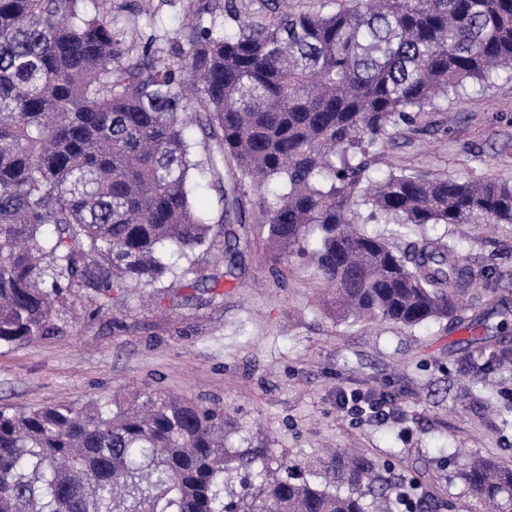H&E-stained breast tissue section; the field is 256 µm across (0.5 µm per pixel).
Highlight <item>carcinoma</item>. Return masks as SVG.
<instances>
[{"label": "carcinoma", "mask_w": 512, "mask_h": 512, "mask_svg": "<svg viewBox=\"0 0 512 512\" xmlns=\"http://www.w3.org/2000/svg\"><path fill=\"white\" fill-rule=\"evenodd\" d=\"M176 43L112 28V0H0V347L62 331L77 283L103 302L213 253L241 194L288 263L354 322L447 320L485 341L459 299L484 272L458 243L402 249L365 224H512V182L415 168L373 176L382 148L438 98L512 78V0H352L336 12L241 18L185 0ZM237 178L224 187V161ZM214 177L199 209L190 171ZM224 409L140 391L0 409V512H388L360 454L334 457L345 492L299 463L254 491L226 474L263 451L227 447ZM490 512H512V466L460 470Z\"/></svg>", "instance_id": "carcinoma-1"}]
</instances>
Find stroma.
<instances>
[{
    "mask_svg": "<svg viewBox=\"0 0 512 512\" xmlns=\"http://www.w3.org/2000/svg\"><path fill=\"white\" fill-rule=\"evenodd\" d=\"M112 0L116 27L176 36L186 17L180 0ZM389 161L452 178L512 176V79L467 86L427 107L417 136L397 135ZM259 198H241L244 223H231L225 256L236 275L219 287H183L171 277L154 288H131L101 303L74 287L58 316L61 333L0 348V407L106 402L115 390L148 388L194 400L218 399L236 448L333 474L327 448H356L382 476L388 495L420 485L430 512H487L459 472L470 457L512 466V224L479 222L411 228L459 243L463 264L493 271L489 289L465 299L469 318L485 326L486 342L466 341L446 322L414 328L337 318L310 266L293 262L276 278L260 227ZM386 396L394 416L359 423L336 406L340 392Z\"/></svg>",
    "mask_w": 512,
    "mask_h": 512,
    "instance_id": "stroma-1",
    "label": "stroma"
}]
</instances>
